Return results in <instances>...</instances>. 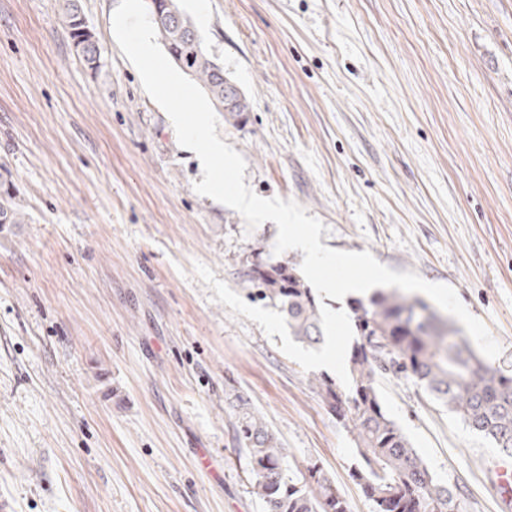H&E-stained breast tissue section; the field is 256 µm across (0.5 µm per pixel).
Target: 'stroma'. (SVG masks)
<instances>
[{
	"instance_id": "35a3bbf8",
	"label": "stroma",
	"mask_w": 512,
	"mask_h": 512,
	"mask_svg": "<svg viewBox=\"0 0 512 512\" xmlns=\"http://www.w3.org/2000/svg\"><path fill=\"white\" fill-rule=\"evenodd\" d=\"M119 0H0V499L13 512H267L227 399L319 463L351 512L350 433L234 291L277 226L198 195L202 165L113 35ZM251 103L219 138L244 182L320 219L322 245L453 287L512 369V0H179ZM383 405L467 512H512V469L404 378ZM78 3L79 0H66L69 35L87 66L96 70L99 66L100 50L93 32L81 17Z\"/></svg>"
}]
</instances>
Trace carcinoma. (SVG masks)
<instances>
[{
	"instance_id": "cac0c4a2",
	"label": "carcinoma",
	"mask_w": 512,
	"mask_h": 512,
	"mask_svg": "<svg viewBox=\"0 0 512 512\" xmlns=\"http://www.w3.org/2000/svg\"><path fill=\"white\" fill-rule=\"evenodd\" d=\"M156 31L173 62L224 104V66L189 44L198 33L178 0L148 6ZM69 35L87 66H99L100 50L85 25L79 0H66ZM247 295L285 317L291 334L309 346L324 341L320 309L312 290L288 261L254 260L244 274ZM354 337L348 357L350 388L320 374L312 380L329 411L350 432L358 463L350 477L373 512H463V494L440 483L387 413L378 380L404 377L472 430L512 455V372L485 362L462 332L422 299L394 288L378 290L350 307ZM234 434L244 452L252 488L268 512H351L335 479L311 463L293 473L291 455L263 416L241 396L228 402Z\"/></svg>"
}]
</instances>
